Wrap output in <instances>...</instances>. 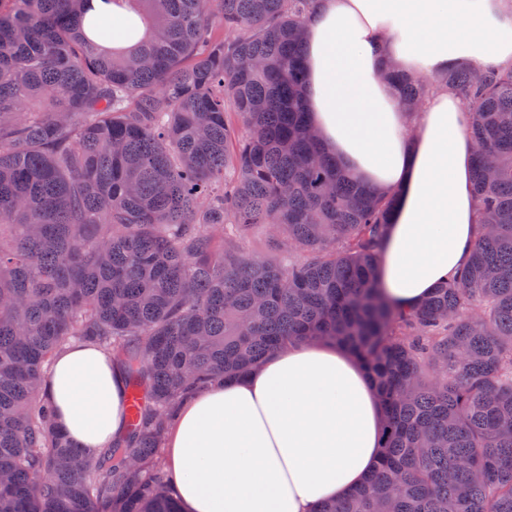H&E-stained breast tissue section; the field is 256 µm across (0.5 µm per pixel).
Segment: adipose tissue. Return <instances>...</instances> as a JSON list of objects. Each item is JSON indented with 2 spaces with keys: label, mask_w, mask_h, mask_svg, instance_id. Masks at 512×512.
<instances>
[{
  "label": "adipose tissue",
  "mask_w": 512,
  "mask_h": 512,
  "mask_svg": "<svg viewBox=\"0 0 512 512\" xmlns=\"http://www.w3.org/2000/svg\"><path fill=\"white\" fill-rule=\"evenodd\" d=\"M388 63L430 80L420 111L380 78ZM458 63L512 67V0H322L306 28L314 128L350 176L398 196L380 275L403 307L468 262L480 229L470 106L436 81ZM47 389L86 453L124 434L125 383L101 349L64 348ZM384 426L348 352L297 345L186 400L166 436V470L183 512H314L366 481Z\"/></svg>",
  "instance_id": "ef3b65f1"
}]
</instances>
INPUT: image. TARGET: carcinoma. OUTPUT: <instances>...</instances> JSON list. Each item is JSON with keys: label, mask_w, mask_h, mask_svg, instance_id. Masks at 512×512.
Listing matches in <instances>:
<instances>
[{"label": "carcinoma", "mask_w": 512, "mask_h": 512, "mask_svg": "<svg viewBox=\"0 0 512 512\" xmlns=\"http://www.w3.org/2000/svg\"><path fill=\"white\" fill-rule=\"evenodd\" d=\"M89 2L0 0V512H182L161 459L180 401L321 341L364 367L386 434L316 512H512V69L444 75L482 230L401 308L380 276L395 195L343 170L302 99L319 0H105L145 27L112 51ZM387 77L415 109L421 85ZM256 226L299 258L245 253ZM73 343L139 396L97 457L46 391Z\"/></svg>", "instance_id": "obj_1"}]
</instances>
